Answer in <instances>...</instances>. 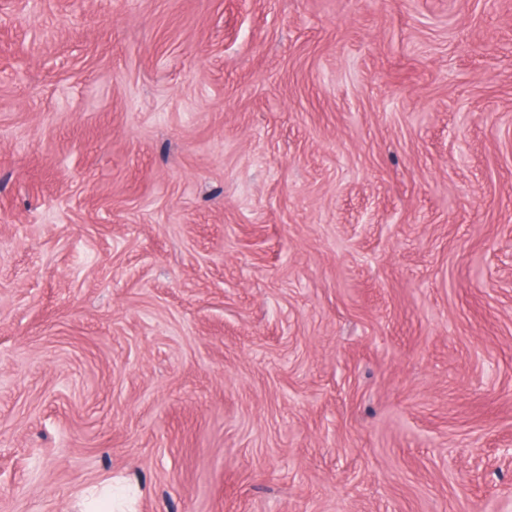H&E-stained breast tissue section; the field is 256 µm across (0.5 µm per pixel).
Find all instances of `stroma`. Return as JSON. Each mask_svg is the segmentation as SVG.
I'll return each instance as SVG.
<instances>
[{
  "instance_id": "35a3bbf8",
  "label": "stroma",
  "mask_w": 512,
  "mask_h": 512,
  "mask_svg": "<svg viewBox=\"0 0 512 512\" xmlns=\"http://www.w3.org/2000/svg\"><path fill=\"white\" fill-rule=\"evenodd\" d=\"M512 0H0V512H512Z\"/></svg>"
}]
</instances>
